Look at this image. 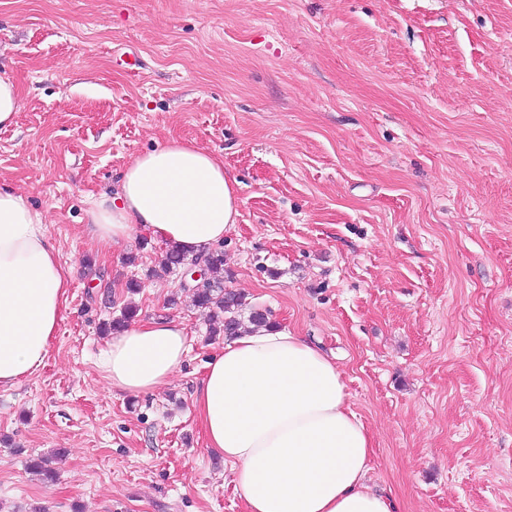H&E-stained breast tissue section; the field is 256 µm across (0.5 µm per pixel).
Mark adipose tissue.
<instances>
[{"label":"adipose tissue","mask_w":512,"mask_h":512,"mask_svg":"<svg viewBox=\"0 0 512 512\" xmlns=\"http://www.w3.org/2000/svg\"><path fill=\"white\" fill-rule=\"evenodd\" d=\"M236 186L223 158L174 139L131 161L115 197L91 203L88 231L105 253L142 230L195 256L236 223ZM71 283L44 218L0 186V388L44 366ZM187 352L184 326L161 318L113 337L97 367L138 395L164 385ZM193 408L208 448L232 464L247 512H396L368 484L372 437L336 363L303 337L265 328L226 337Z\"/></svg>","instance_id":"obj_1"}]
</instances>
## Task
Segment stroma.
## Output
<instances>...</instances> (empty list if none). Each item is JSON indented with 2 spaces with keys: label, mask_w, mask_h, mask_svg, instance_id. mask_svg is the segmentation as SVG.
Listing matches in <instances>:
<instances>
[{
  "label": "stroma",
  "mask_w": 512,
  "mask_h": 512,
  "mask_svg": "<svg viewBox=\"0 0 512 512\" xmlns=\"http://www.w3.org/2000/svg\"><path fill=\"white\" fill-rule=\"evenodd\" d=\"M0 72L22 103L0 186L75 270L44 367L0 389V512H245L192 405L223 337L162 243L104 258L84 230L174 138L237 179L224 286L335 357L374 490L512 512V0H0ZM129 304L187 331L148 394L96 367Z\"/></svg>",
  "instance_id": "stroma-1"
}]
</instances>
